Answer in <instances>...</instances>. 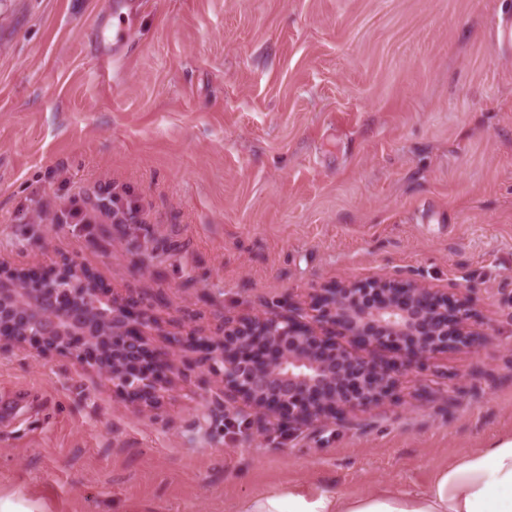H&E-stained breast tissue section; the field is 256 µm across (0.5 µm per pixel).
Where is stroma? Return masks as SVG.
Here are the masks:
<instances>
[{"mask_svg":"<svg viewBox=\"0 0 512 512\" xmlns=\"http://www.w3.org/2000/svg\"><path fill=\"white\" fill-rule=\"evenodd\" d=\"M512 0H0V261H76L163 321L386 275L468 288L477 352L401 401L247 440L206 367L155 419L71 358L0 352V498L234 512L427 483L512 432Z\"/></svg>","mask_w":512,"mask_h":512,"instance_id":"obj_1","label":"stroma"}]
</instances>
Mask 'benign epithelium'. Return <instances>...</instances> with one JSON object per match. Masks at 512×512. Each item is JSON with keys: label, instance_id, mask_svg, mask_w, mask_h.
Returning <instances> with one entry per match:
<instances>
[{"label": "benign epithelium", "instance_id": "obj_1", "mask_svg": "<svg viewBox=\"0 0 512 512\" xmlns=\"http://www.w3.org/2000/svg\"><path fill=\"white\" fill-rule=\"evenodd\" d=\"M482 335L469 296L411 280H345L308 307L224 319L202 336L165 326L155 306L122 297L71 260L25 268L0 263V350L31 347L88 367L121 401L152 418L190 355L219 377L224 412L255 419L252 440L354 407L400 402L401 378L448 351H474Z\"/></svg>", "mask_w": 512, "mask_h": 512}]
</instances>
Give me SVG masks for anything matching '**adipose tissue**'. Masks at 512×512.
Instances as JSON below:
<instances>
[{
	"label": "adipose tissue",
	"instance_id": "ef3b65f1",
	"mask_svg": "<svg viewBox=\"0 0 512 512\" xmlns=\"http://www.w3.org/2000/svg\"><path fill=\"white\" fill-rule=\"evenodd\" d=\"M236 512H512V434L459 455L422 486L359 495L300 489L247 499Z\"/></svg>",
	"mask_w": 512,
	"mask_h": 512
}]
</instances>
